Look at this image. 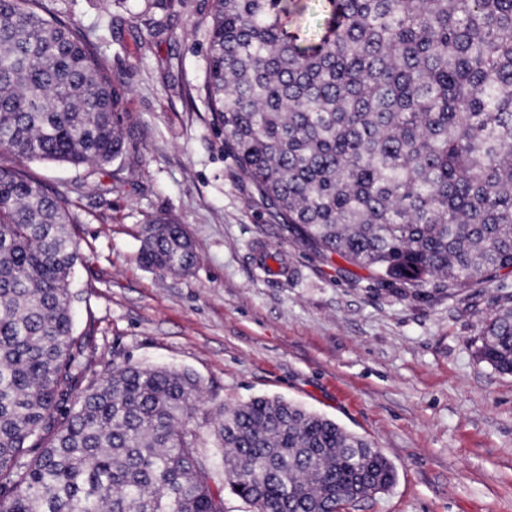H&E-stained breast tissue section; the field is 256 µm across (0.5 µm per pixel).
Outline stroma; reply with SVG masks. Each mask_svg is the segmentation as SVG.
Masks as SVG:
<instances>
[{"label":"stroma","mask_w":512,"mask_h":512,"mask_svg":"<svg viewBox=\"0 0 512 512\" xmlns=\"http://www.w3.org/2000/svg\"><path fill=\"white\" fill-rule=\"evenodd\" d=\"M87 34L125 86L124 152L111 176L32 161L80 222L75 328L87 378L129 362L195 373L194 413L216 483L217 410L280 397L380 448L397 479L349 512H512V375L475 340L512 272L420 300L371 292L369 271L329 260L244 181L197 88L212 0H42ZM195 31H188L189 23ZM171 218L191 237L186 274L146 268L141 230ZM276 251L279 274L260 264Z\"/></svg>","instance_id":"obj_1"}]
</instances>
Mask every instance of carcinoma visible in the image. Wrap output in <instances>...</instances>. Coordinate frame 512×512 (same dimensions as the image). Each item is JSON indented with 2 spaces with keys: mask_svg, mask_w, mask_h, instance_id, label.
<instances>
[{
  "mask_svg": "<svg viewBox=\"0 0 512 512\" xmlns=\"http://www.w3.org/2000/svg\"><path fill=\"white\" fill-rule=\"evenodd\" d=\"M212 0L200 91L274 216L374 291L424 300L512 270V0ZM125 91L71 23L0 0V512H224L187 370L125 363L85 381L79 223L28 161L107 169ZM146 267L196 262L180 224L142 229ZM477 357L512 374V295ZM224 486L252 512H346L389 459L281 397L216 414ZM325 19H324V13L319 6L318 2H311L309 3L308 9L305 11V13L295 19L293 18L290 22L287 23L288 31H295L298 26L305 27L306 29H310L313 32H324L325 29Z\"/></svg>",
  "mask_w": 512,
  "mask_h": 512,
  "instance_id": "carcinoma-1",
  "label": "carcinoma"
}]
</instances>
